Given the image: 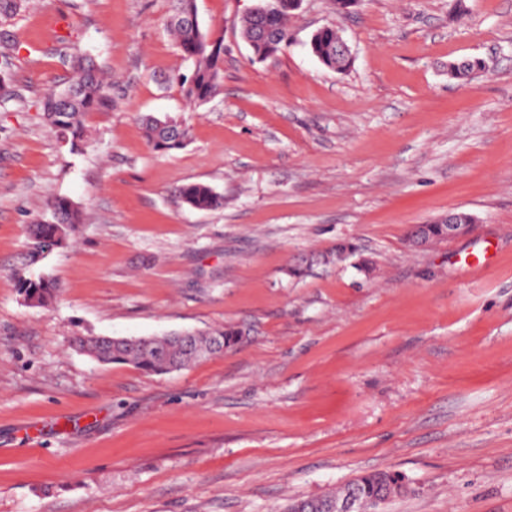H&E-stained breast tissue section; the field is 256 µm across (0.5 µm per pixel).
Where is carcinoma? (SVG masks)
Listing matches in <instances>:
<instances>
[{"instance_id":"obj_1","label":"carcinoma","mask_w":512,"mask_h":512,"mask_svg":"<svg viewBox=\"0 0 512 512\" xmlns=\"http://www.w3.org/2000/svg\"><path fill=\"white\" fill-rule=\"evenodd\" d=\"M170 30L175 34L185 60L191 62L190 76L182 78L185 96L194 106L208 103L222 84L221 63L224 40L204 31L199 23L196 0H172ZM293 0H259L255 11L244 19L243 39L251 47L254 57H269L268 44L276 41L278 48L288 46L291 34L288 18L295 11ZM311 53L326 68L345 72L352 64V53L338 45L335 27L316 30L310 39ZM485 69L480 60H461L448 64V77L469 80ZM112 108V82L106 80L91 61L79 60L66 87L50 92L42 104V115L65 143L76 147L84 141L82 117L90 112H104ZM145 135L156 150L171 151L184 148L190 141V128L171 118L143 117ZM178 196L188 205L213 209L224 204V197L201 183L185 184L177 189ZM82 212L71 200L55 197L48 201L47 212L29 227L31 243L29 257L34 259L51 252L58 245L59 230L69 237L81 223ZM19 292L25 304L46 306L56 300L60 289L51 280L19 278ZM242 330L214 329L206 332H187V339L177 335L160 339L109 340L97 337H79L74 346L92 359L104 364L132 363L146 372L163 374L186 369L201 358L221 354L236 345ZM403 478L388 471L361 474L346 484L339 493L300 499L287 512H326V505L357 487L362 497L383 496L392 499L403 495Z\"/></svg>"}]
</instances>
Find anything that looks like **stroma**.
<instances>
[{"label": "stroma", "mask_w": 512, "mask_h": 512, "mask_svg": "<svg viewBox=\"0 0 512 512\" xmlns=\"http://www.w3.org/2000/svg\"><path fill=\"white\" fill-rule=\"evenodd\" d=\"M256 0H197L222 89L191 107L172 0H31L0 20V512H283L400 474L386 512H512V0H301L277 55L240 33ZM332 25L353 63L309 50ZM112 79L73 149L41 118L70 58ZM482 59L469 83L450 62ZM186 122L164 153L139 115ZM209 185L198 210L180 186ZM85 221L47 257L52 197ZM451 211L469 233L411 247ZM321 263L291 274L309 254ZM58 299L30 307L18 276ZM236 327L170 374L102 365L78 336ZM177 193L186 204L201 210L217 208L224 204L223 196L216 194L209 186L201 183L182 185ZM82 212L71 200L55 197L48 201L46 214L33 224H30L29 235L31 243L29 257L34 259L51 252L60 245L56 239L65 241L74 233L76 224H80ZM64 229V239L58 236L60 229Z\"/></svg>", "instance_id": "obj_1"}]
</instances>
